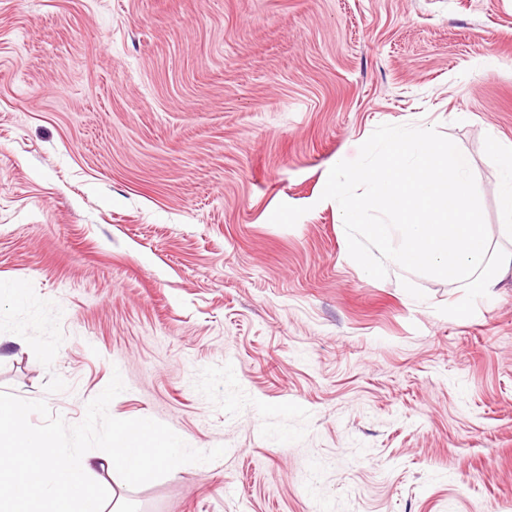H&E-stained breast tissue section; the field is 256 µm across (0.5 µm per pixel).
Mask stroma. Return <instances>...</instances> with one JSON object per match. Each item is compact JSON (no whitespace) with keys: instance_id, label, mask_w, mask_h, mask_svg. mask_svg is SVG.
<instances>
[{"instance_id":"obj_1","label":"stroma","mask_w":512,"mask_h":512,"mask_svg":"<svg viewBox=\"0 0 512 512\" xmlns=\"http://www.w3.org/2000/svg\"><path fill=\"white\" fill-rule=\"evenodd\" d=\"M467 154L490 250L512 0H0V391L191 448L128 512H512V272L350 258L338 159Z\"/></svg>"}]
</instances>
